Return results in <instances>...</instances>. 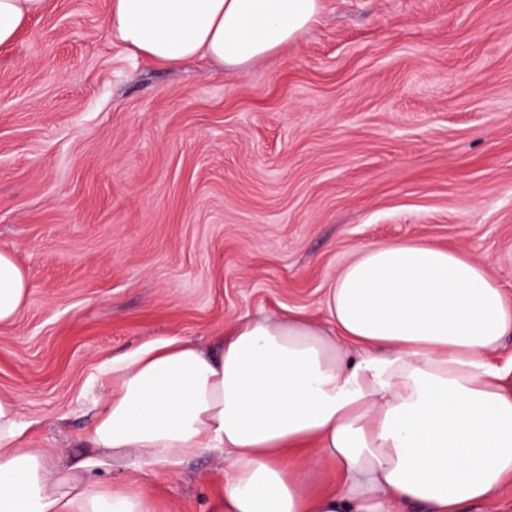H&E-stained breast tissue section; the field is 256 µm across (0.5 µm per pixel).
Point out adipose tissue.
Returning a JSON list of instances; mask_svg holds the SVG:
<instances>
[{
	"label": "adipose tissue",
	"instance_id": "adipose-tissue-1",
	"mask_svg": "<svg viewBox=\"0 0 512 512\" xmlns=\"http://www.w3.org/2000/svg\"><path fill=\"white\" fill-rule=\"evenodd\" d=\"M52 0H0V48ZM321 0H110L126 51L175 66L207 56L243 68L305 33ZM28 295L0 251V324ZM326 323L294 312L221 329L212 349L178 337L105 363L78 461L22 447L29 427L0 395V512H156L142 475L218 453L215 512H467L512 482V293L465 252L426 241L362 246L336 277ZM339 474L318 489L307 450Z\"/></svg>",
	"mask_w": 512,
	"mask_h": 512
}]
</instances>
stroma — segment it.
Listing matches in <instances>:
<instances>
[{"label":"stroma","instance_id":"stroma-1","mask_svg":"<svg viewBox=\"0 0 512 512\" xmlns=\"http://www.w3.org/2000/svg\"><path fill=\"white\" fill-rule=\"evenodd\" d=\"M108 7L53 0L0 49V250L29 282L0 325V394L26 447L80 457L90 378L130 348L324 321L366 244L458 248L512 291V0H323L241 69L130 57ZM223 475L187 459L156 512H209Z\"/></svg>","mask_w":512,"mask_h":512}]
</instances>
